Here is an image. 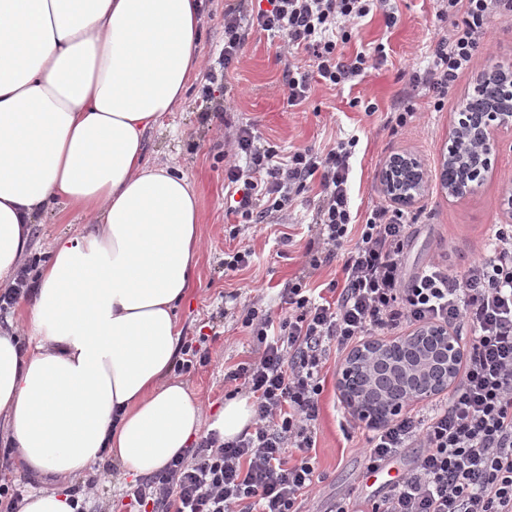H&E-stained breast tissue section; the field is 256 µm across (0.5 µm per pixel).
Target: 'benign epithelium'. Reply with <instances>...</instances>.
I'll return each instance as SVG.
<instances>
[{
	"label": "benign epithelium",
	"mask_w": 512,
	"mask_h": 512,
	"mask_svg": "<svg viewBox=\"0 0 512 512\" xmlns=\"http://www.w3.org/2000/svg\"><path fill=\"white\" fill-rule=\"evenodd\" d=\"M508 131L512 132V74L508 76L504 69L494 67L478 78L475 93L463 102L457 120L449 129L442 161L453 162L457 142L462 134L480 139L482 149L479 159L467 168L463 179L448 187V195L462 198L482 185L492 172L500 138ZM380 181L384 194L392 203L400 207H411L424 193L426 176L423 163L412 154L398 156L391 167L381 172ZM408 345L418 347L423 353L428 348L434 350L445 361L447 370L438 377L428 369L416 366L410 371V384L393 398L375 401L350 393L353 381L364 372L367 362L382 357L388 350ZM463 354V346L445 326L417 329L401 340L366 341L350 353L340 366V389L350 398L354 410L363 420L375 426L401 415L404 399H425L446 390L459 378L455 366L462 360Z\"/></svg>",
	"instance_id": "7a95c632"
}]
</instances>
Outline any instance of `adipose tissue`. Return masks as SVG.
I'll list each match as a JSON object with an SVG mask.
<instances>
[{
	"mask_svg": "<svg viewBox=\"0 0 512 512\" xmlns=\"http://www.w3.org/2000/svg\"><path fill=\"white\" fill-rule=\"evenodd\" d=\"M202 6L0 0V284L38 215L91 219L53 241L30 308L35 351L0 332V416L43 484L17 512H75L70 488L98 462L148 476L199 436L203 410L172 371L202 212L184 173L143 154L200 67ZM253 426L246 397L210 424L227 441Z\"/></svg>",
	"mask_w": 512,
	"mask_h": 512,
	"instance_id": "ef3b65f1",
	"label": "adipose tissue"
}]
</instances>
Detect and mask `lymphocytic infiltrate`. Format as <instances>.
<instances>
[{
    "mask_svg": "<svg viewBox=\"0 0 512 512\" xmlns=\"http://www.w3.org/2000/svg\"><path fill=\"white\" fill-rule=\"evenodd\" d=\"M254 12L246 0L224 10V48L217 79L235 62L247 27L281 36L284 50L301 49L313 68L289 71L288 103L305 102L313 84L354 81L372 55L345 56L343 48L360 21L387 0H268ZM439 14L452 20L414 85L431 93L435 108L478 52L495 14L512 15V0H439ZM359 144L352 136L329 149L283 152L253 127L234 129L233 160L224 168V191L232 213L245 224L289 219L296 199L318 187L315 240L305 248L311 269L340 262L344 284L335 300L315 294L305 279L281 291L284 311L245 309L258 355L238 364L255 398L250 434L227 442L210 432L159 474L129 486L130 507L151 503L152 512H302V498L316 481L315 422L323 391L322 369L330 352H344L365 339L398 335L408 327H448L466 354L461 377L448 397L380 427L363 455L376 469L405 449H416L409 468L371 512H512V225L496 224L481 255L464 271L446 261L429 262L407 275L404 256L408 213L377 204L356 219L348 180Z\"/></svg>",
    "mask_w": 512,
    "mask_h": 512,
    "instance_id": "obj_1",
    "label": "lymphocytic infiltrate"
}]
</instances>
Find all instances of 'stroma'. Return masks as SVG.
<instances>
[{
    "label": "stroma",
    "mask_w": 512,
    "mask_h": 512,
    "mask_svg": "<svg viewBox=\"0 0 512 512\" xmlns=\"http://www.w3.org/2000/svg\"><path fill=\"white\" fill-rule=\"evenodd\" d=\"M227 0H205L203 36L199 46L205 66L215 65L224 48V7ZM398 17L386 27L382 12H374L352 33L346 55L384 45L382 62L366 70L355 85L313 84L308 99L289 105L284 86L289 66H308L300 50L279 56L281 38L253 27L248 29L237 61L227 72L224 85L207 86L205 75L192 79L183 109L166 113L160 124L147 132V163L175 160L192 182L203 213L202 250L190 303L177 311L183 340L205 337L211 351L209 364L181 373L195 397L209 412H216L230 393L246 395L241 381L228 374L239 362L255 358V346L241 325L243 308L253 302L276 306L288 281L302 276V254L316 227L315 193L295 203V224H270L263 229L239 223L229 214L224 200V143L230 125L253 124L262 138L293 150L324 147L336 139L359 137L349 189L354 207L367 210L382 202L378 174L395 154L412 153L423 162L427 188L420 202L410 207L413 218L405 253L408 274L428 262L448 256L464 268L485 244L492 225L501 223L500 198L512 184V134L504 135L494 160V172L481 187L464 198L445 194L438 178L448 131L463 101L472 93L477 77L486 69L512 66V17L493 16L488 35L469 69L449 90L441 110H434L427 91L413 87L410 75L424 68L431 45L450 29L438 16L437 0H393ZM414 104L416 117L394 131L386 117L399 99ZM228 105L225 119L214 109ZM83 229L76 212L42 216L33 225L31 250L26 263L30 278H37L47 259L49 245L63 233ZM291 244H284V237ZM248 249L250 266L225 274L224 253ZM344 357L330 352L323 369V392L316 421V454L320 481L309 492L306 512H332L341 499L361 504L380 497L384 489L367 486L360 450L370 434L365 423L346 427L349 406L338 387L337 372Z\"/></svg>",
    "instance_id": "obj_1"
}]
</instances>
